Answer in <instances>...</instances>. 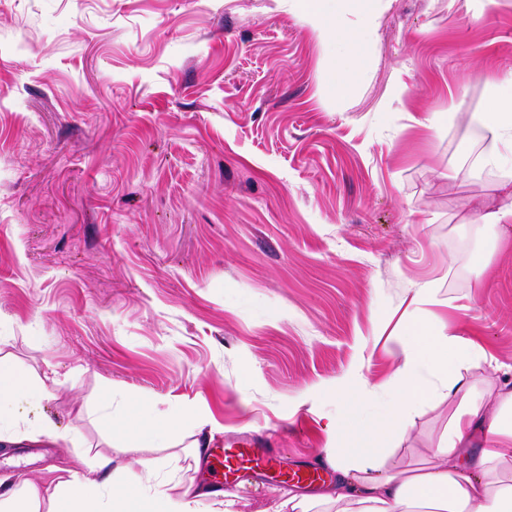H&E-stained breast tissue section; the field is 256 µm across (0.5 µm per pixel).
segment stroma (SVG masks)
<instances>
[{
    "mask_svg": "<svg viewBox=\"0 0 512 512\" xmlns=\"http://www.w3.org/2000/svg\"><path fill=\"white\" fill-rule=\"evenodd\" d=\"M508 66L512 0L481 22L463 0H383L338 95L336 46L301 0H0V353L49 387L46 418L91 443L102 431L78 411L111 390L117 415L129 398L205 409L215 448L267 431L288 469L327 447L335 380L390 381L413 282L439 299L415 322L447 319L486 349L474 379L512 369V233L472 225L500 177L449 178L477 131L421 124L452 100L483 111L485 76ZM450 409H424L398 459ZM73 454L0 448V477L44 490ZM118 457L210 481L185 448ZM284 486L251 468L224 482L238 512Z\"/></svg>",
    "mask_w": 512,
    "mask_h": 512,
    "instance_id": "1",
    "label": "stroma"
}]
</instances>
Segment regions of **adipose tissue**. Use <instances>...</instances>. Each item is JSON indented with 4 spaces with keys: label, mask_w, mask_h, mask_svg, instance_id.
I'll return each instance as SVG.
<instances>
[{
    "label": "adipose tissue",
    "mask_w": 512,
    "mask_h": 512,
    "mask_svg": "<svg viewBox=\"0 0 512 512\" xmlns=\"http://www.w3.org/2000/svg\"><path fill=\"white\" fill-rule=\"evenodd\" d=\"M343 0H311L308 18L323 39L336 45L331 89H347L359 77L365 45L378 26L379 0H350L361 24H336ZM491 105L468 115L485 144L471 162L460 161L454 176L498 171L507 204L477 216L478 235L500 236L512 226V67L486 80ZM393 381L382 387L364 377L346 380L334 394L339 411L328 426L331 442L324 462L335 474L315 493L285 491L277 512H512V380L477 387L471 377L483 358L481 345L449 331L446 323H416L395 339ZM49 395L43 382L0 357V446L18 448L42 439H62L50 421L30 416ZM384 399L383 415L364 419L362 408ZM451 402L445 432L418 462L389 464L383 446L406 440L410 420L424 404ZM90 423L126 445L171 449L181 443L184 421L192 423L193 459L208 446L207 415L197 407L157 410L139 401L134 413L112 416L107 407L82 410ZM198 493L183 482L161 478L152 462L132 471L111 452L84 445L71 462L57 467L46 492L0 479V512H198Z\"/></svg>",
    "instance_id": "1"
}]
</instances>
